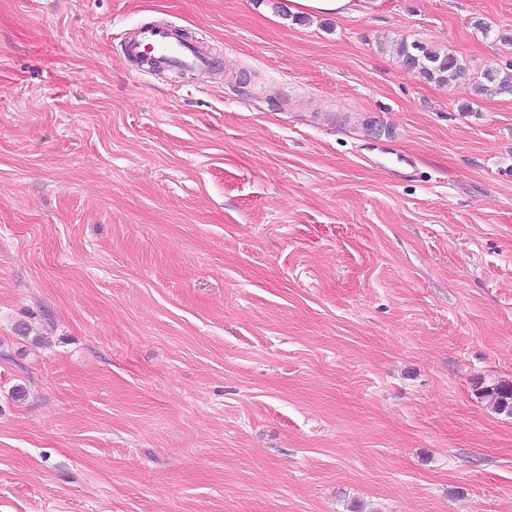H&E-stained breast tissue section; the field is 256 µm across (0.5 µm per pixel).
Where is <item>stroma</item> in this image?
Listing matches in <instances>:
<instances>
[{
	"mask_svg": "<svg viewBox=\"0 0 512 512\" xmlns=\"http://www.w3.org/2000/svg\"><path fill=\"white\" fill-rule=\"evenodd\" d=\"M287 2L0 0V512H512V0ZM297 8L296 13L323 14L336 17L348 16L353 0H290ZM175 30L177 29L166 26L141 25L129 37L126 52L137 58L136 46L140 50L148 47L152 50V56L144 63L149 67L197 74L209 73L214 65L211 56L197 42L177 39ZM398 55L406 69L416 72L426 81L450 83L464 72L463 64L456 55L420 42L400 41ZM474 83L477 95L495 97L498 95H512V72L500 69H487ZM481 395L494 411L512 415V383H496L483 387Z\"/></svg>",
	"mask_w": 512,
	"mask_h": 512,
	"instance_id": "obj_1",
	"label": "stroma"
}]
</instances>
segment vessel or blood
<instances>
[{"mask_svg": "<svg viewBox=\"0 0 512 512\" xmlns=\"http://www.w3.org/2000/svg\"><path fill=\"white\" fill-rule=\"evenodd\" d=\"M146 47L152 51L148 65L155 69L206 74L214 65L211 56L197 42L178 39L175 30L166 26H139L129 37L126 52L132 56L137 49Z\"/></svg>", "mask_w": 512, "mask_h": 512, "instance_id": "b4317fda", "label": "vessel or blood"}]
</instances>
